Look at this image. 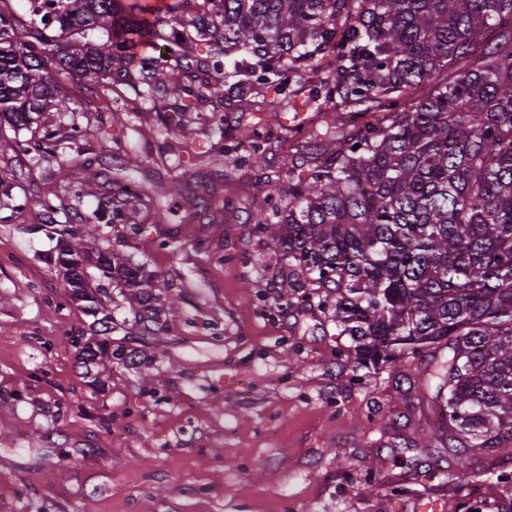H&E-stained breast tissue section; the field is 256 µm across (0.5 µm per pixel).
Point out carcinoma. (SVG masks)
I'll list each match as a JSON object with an SVG mask.
<instances>
[{"label": "carcinoma", "mask_w": 512, "mask_h": 512, "mask_svg": "<svg viewBox=\"0 0 512 512\" xmlns=\"http://www.w3.org/2000/svg\"><path fill=\"white\" fill-rule=\"evenodd\" d=\"M30 0L29 21L0 12V154L36 164L57 159L45 112H80L70 85L87 79L116 106L117 86L157 112L168 99L200 95L198 74L221 103L255 112L292 107L295 131L325 137L288 191L253 208L256 230L325 289L320 298L355 359L375 369L429 352L417 383L435 389L437 437L471 457L512 442V0ZM275 97L268 98L269 92ZM302 112H328L326 131ZM366 117L349 126L346 117ZM269 137L241 132L259 166ZM44 226L57 238L54 264L71 301L102 336L83 347L82 375L125 357L112 349L116 282L152 322L145 266L99 246L102 224H124L114 208L71 217L44 197ZM87 262L98 274L88 272Z\"/></svg>", "instance_id": "carcinoma-1"}]
</instances>
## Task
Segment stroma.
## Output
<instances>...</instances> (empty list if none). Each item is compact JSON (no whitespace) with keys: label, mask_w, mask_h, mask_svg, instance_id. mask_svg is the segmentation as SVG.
I'll return each mask as SVG.
<instances>
[{"label":"stroma","mask_w":512,"mask_h":512,"mask_svg":"<svg viewBox=\"0 0 512 512\" xmlns=\"http://www.w3.org/2000/svg\"><path fill=\"white\" fill-rule=\"evenodd\" d=\"M79 95L85 112L40 122L84 126L72 150L95 181L76 183L65 161L0 165L12 196L31 199L0 221V512H512V447L449 482L459 451L429 440L437 418L407 381L417 360L357 365L309 279L249 221L257 172L228 183L227 163L201 155L234 147L238 127L272 129L287 146L266 170L287 187L289 113L217 110L204 94L175 133L149 108L108 110L98 86ZM176 177L213 185L224 207L184 223L197 202L177 191L158 224L124 200L108 244L145 263L153 295L179 312L146 329L114 294L112 345L126 357L100 367L109 386L94 390L74 342L91 319L48 261L50 217L34 201L87 214L129 181Z\"/></svg>","instance_id":"obj_1"}]
</instances>
